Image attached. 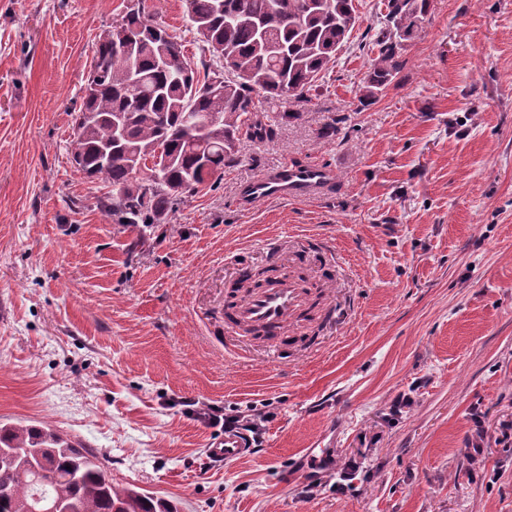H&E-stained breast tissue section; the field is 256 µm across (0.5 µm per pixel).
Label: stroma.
<instances>
[{"label": "stroma", "mask_w": 512, "mask_h": 512, "mask_svg": "<svg viewBox=\"0 0 512 512\" xmlns=\"http://www.w3.org/2000/svg\"><path fill=\"white\" fill-rule=\"evenodd\" d=\"M142 2L199 63L183 0ZM125 3L0 0V422L54 426L179 512H512V0H430L366 103L385 0H355L309 103L242 138L220 187L141 246L68 159ZM284 161L329 167L332 193L241 209L240 185ZM269 237L334 255L335 319L242 363L218 344L224 286L272 261ZM188 401L265 414L260 451L209 463L222 430Z\"/></svg>", "instance_id": "stroma-1"}]
</instances>
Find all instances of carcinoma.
Wrapping results in <instances>:
<instances>
[{
    "instance_id": "carcinoma-1",
    "label": "carcinoma",
    "mask_w": 512,
    "mask_h": 512,
    "mask_svg": "<svg viewBox=\"0 0 512 512\" xmlns=\"http://www.w3.org/2000/svg\"><path fill=\"white\" fill-rule=\"evenodd\" d=\"M188 24L212 63L199 74L168 29L150 20L142 0L103 30L75 120L73 167L110 187L100 198L112 223L140 235L168 223L187 194L216 189L238 162L244 136L267 132L259 113L305 103L335 66L356 23L354 0H184ZM429 0H388L375 44L378 62L362 85L377 98L401 68L403 42L418 32ZM139 39L123 45L118 29ZM156 158L160 179L130 164ZM34 459L45 481L21 462ZM0 512H30L35 496L55 497L65 512H178L168 499L112 483L103 463L46 423L0 424Z\"/></svg>"
}]
</instances>
